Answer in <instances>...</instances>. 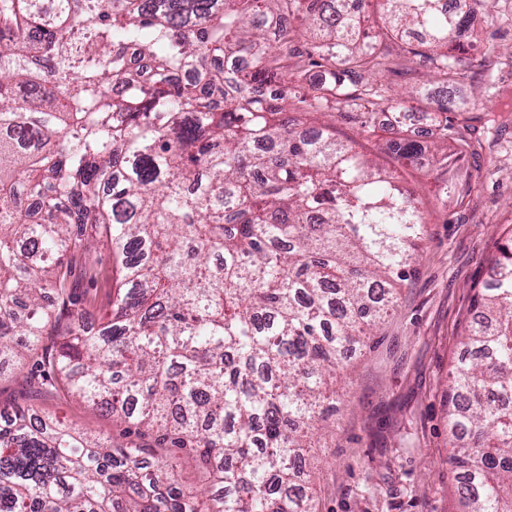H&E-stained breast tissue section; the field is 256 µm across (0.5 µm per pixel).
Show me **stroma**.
I'll list each match as a JSON object with an SVG mask.
<instances>
[{
	"mask_svg": "<svg viewBox=\"0 0 512 512\" xmlns=\"http://www.w3.org/2000/svg\"><path fill=\"white\" fill-rule=\"evenodd\" d=\"M486 16L468 52L490 41L502 55L463 88L481 99L478 116L487 107L500 110L495 88L512 89V0H491ZM511 159L512 121L483 138L480 159L461 158L446 174L426 162L405 171L407 186L426 203V237L376 336L336 370V409L306 465L320 512H458L448 462V375L462 352L474 287L488 280V261L512 230V170L505 167ZM446 178L472 185L468 208L434 194ZM111 267L109 251L100 248L72 276L73 292L95 322L116 290ZM30 406L113 443L128 440L112 416L70 398L37 396L30 368L1 376L0 413Z\"/></svg>",
	"mask_w": 512,
	"mask_h": 512,
	"instance_id": "35a3bbf8",
	"label": "stroma"
}]
</instances>
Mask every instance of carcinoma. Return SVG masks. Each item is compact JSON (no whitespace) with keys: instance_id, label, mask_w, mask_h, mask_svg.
<instances>
[{"instance_id":"cac0c4a2","label":"carcinoma","mask_w":512,"mask_h":512,"mask_svg":"<svg viewBox=\"0 0 512 512\" xmlns=\"http://www.w3.org/2000/svg\"><path fill=\"white\" fill-rule=\"evenodd\" d=\"M488 0H0V373L35 356L38 389L78 399L194 456L19 409L0 423V512H316L294 473L336 405V366L405 281L422 201L354 141L307 116L336 111L416 163L474 152L469 106H428L371 71L413 59L457 84L454 33ZM288 16L269 33L267 22ZM404 44L406 62L391 59ZM152 62L143 75L132 57ZM248 56L244 68L237 58ZM110 251L111 309L89 322L73 263ZM475 293L448 384L458 512H512V236Z\"/></svg>"}]
</instances>
